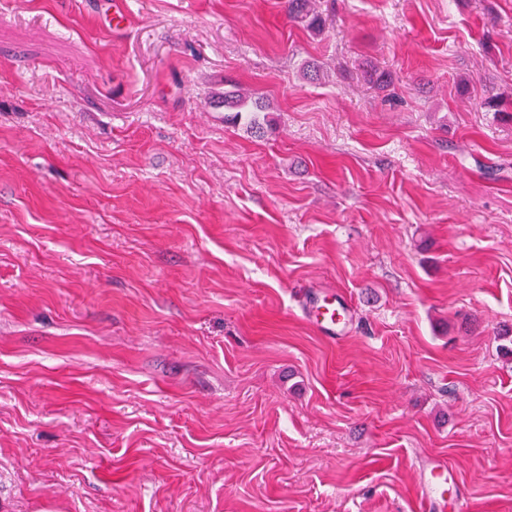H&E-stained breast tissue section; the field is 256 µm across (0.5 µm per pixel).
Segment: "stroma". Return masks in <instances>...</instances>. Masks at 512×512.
I'll return each mask as SVG.
<instances>
[{"label":"stroma","instance_id":"obj_1","mask_svg":"<svg viewBox=\"0 0 512 512\" xmlns=\"http://www.w3.org/2000/svg\"><path fill=\"white\" fill-rule=\"evenodd\" d=\"M74 2L0 0V512H512V0ZM98 4L100 11L98 17L101 21V26L110 32H123L127 27L128 21V4L126 0H111L106 2L107 8L102 10V4L100 0ZM288 11L290 16L312 34L322 33L326 26L322 13L312 5V0H288ZM220 106H224V112H230L224 116V120L230 123H237L243 118V112H248V124L250 128L255 129V133H263L262 123L259 113L264 107L260 99L251 101V105L242 100V96L230 90H224V96L218 97ZM311 321L327 336L341 334L348 322L347 309L339 301L311 297L309 301ZM453 475L445 463H436L423 474L417 492V506L423 512H443L447 506L445 495Z\"/></svg>","mask_w":512,"mask_h":512}]
</instances>
